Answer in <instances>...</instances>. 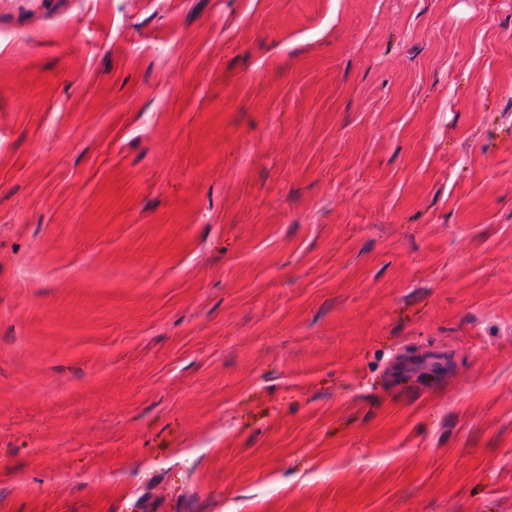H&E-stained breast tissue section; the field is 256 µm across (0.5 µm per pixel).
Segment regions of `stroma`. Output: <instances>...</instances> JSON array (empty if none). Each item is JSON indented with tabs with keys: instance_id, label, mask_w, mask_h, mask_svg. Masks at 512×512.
<instances>
[{
	"instance_id": "stroma-1",
	"label": "stroma",
	"mask_w": 512,
	"mask_h": 512,
	"mask_svg": "<svg viewBox=\"0 0 512 512\" xmlns=\"http://www.w3.org/2000/svg\"><path fill=\"white\" fill-rule=\"evenodd\" d=\"M0 512H512V0H0Z\"/></svg>"
}]
</instances>
